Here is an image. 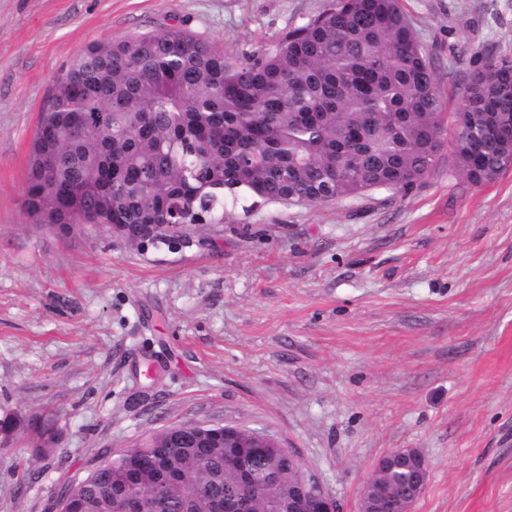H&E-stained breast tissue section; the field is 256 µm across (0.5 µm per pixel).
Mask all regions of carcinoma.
I'll return each mask as SVG.
<instances>
[{
	"instance_id": "carcinoma-1",
	"label": "carcinoma",
	"mask_w": 512,
	"mask_h": 512,
	"mask_svg": "<svg viewBox=\"0 0 512 512\" xmlns=\"http://www.w3.org/2000/svg\"><path fill=\"white\" fill-rule=\"evenodd\" d=\"M444 104L429 58L399 0H336L274 47L229 56L172 26L93 42L57 76L32 143L24 201L34 223L69 231L105 215L138 250L167 243L143 224H222L226 198L317 205L375 189L408 190L435 163ZM451 140L456 172L473 185L504 172L512 137V59L488 56L465 83ZM170 430L105 454L77 484L78 512H116L119 495L150 497L160 512H209L208 497L240 493L254 512H280L299 462L262 456L242 480L239 448L170 445ZM393 455L363 508L418 496Z\"/></svg>"
}]
</instances>
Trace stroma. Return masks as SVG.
Returning <instances> with one entry per match:
<instances>
[{"label": "stroma", "mask_w": 512, "mask_h": 512, "mask_svg": "<svg viewBox=\"0 0 512 512\" xmlns=\"http://www.w3.org/2000/svg\"><path fill=\"white\" fill-rule=\"evenodd\" d=\"M400 3L446 115L484 56L512 57V0ZM331 4L0 0V420L18 422L0 512H48L102 453L188 424L276 436L339 512L398 448L428 463L411 512H512V171L475 186L443 150L409 192L242 195L141 251L25 207L40 112L81 48L177 25L241 56Z\"/></svg>", "instance_id": "35a3bbf8"}]
</instances>
